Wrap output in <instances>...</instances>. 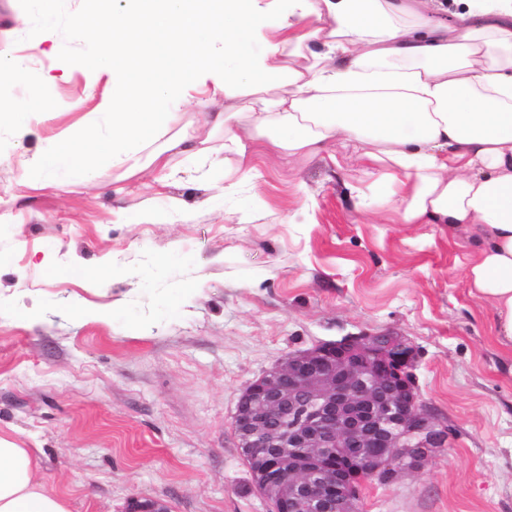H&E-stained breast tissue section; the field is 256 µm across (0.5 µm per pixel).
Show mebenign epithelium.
Instances as JSON below:
<instances>
[{"mask_svg":"<svg viewBox=\"0 0 512 512\" xmlns=\"http://www.w3.org/2000/svg\"><path fill=\"white\" fill-rule=\"evenodd\" d=\"M413 361L401 336H345L291 354L249 383L233 426L260 462V494L293 512H357L360 489L348 474L347 449L377 448L365 460L374 475L420 468L423 451L446 431L419 399ZM128 512L170 509L133 499Z\"/></svg>","mask_w":512,"mask_h":512,"instance_id":"obj_1","label":"benign epithelium"}]
</instances>
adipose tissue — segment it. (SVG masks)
<instances>
[{
	"mask_svg": "<svg viewBox=\"0 0 512 512\" xmlns=\"http://www.w3.org/2000/svg\"><path fill=\"white\" fill-rule=\"evenodd\" d=\"M470 2L433 22L424 0H123L118 10L92 0L69 24L84 69L108 75V88L68 137L22 160L18 185L92 181L100 154L130 177L167 169L173 151L201 155L192 136L173 133L177 109L193 93H220L213 123L239 173L225 179L226 197L242 190L255 134L276 156L351 150L389 184L394 223L472 237L470 293L512 349V0ZM33 3L42 29L0 60V85L62 52L52 34L62 0ZM58 79L45 72L25 102L0 107V127L28 135ZM243 114L251 124L238 123ZM38 469L31 449L0 436V512H72Z\"/></svg>",
	"mask_w": 512,
	"mask_h": 512,
	"instance_id": "adipose-tissue-1",
	"label": "adipose tissue"
}]
</instances>
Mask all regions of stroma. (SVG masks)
<instances>
[{
  "instance_id": "1",
  "label": "stroma",
  "mask_w": 512,
  "mask_h": 512,
  "mask_svg": "<svg viewBox=\"0 0 512 512\" xmlns=\"http://www.w3.org/2000/svg\"><path fill=\"white\" fill-rule=\"evenodd\" d=\"M30 7L0 0V59L29 39L14 17ZM86 7L63 0V56L30 65L29 80L69 71L35 134L0 129V434L37 449L40 478L70 495L72 512H125L134 498L171 512H271L234 432L241 391L288 355L393 334L414 347L419 398L448 437L421 470L362 483L358 512H512V352L467 288L469 239L387 214L368 223L353 188L377 199L386 188L341 147L274 160L256 138L252 176L224 199L225 170L210 161L224 132L203 117L223 111L218 96L181 108L180 128L205 137L210 156H171L163 180L106 160L94 185L18 189L23 156L64 137L107 86L81 69L70 33ZM172 198L185 218L168 215ZM149 210L159 221L123 219ZM83 300L111 306V319L77 316Z\"/></svg>"
}]
</instances>
